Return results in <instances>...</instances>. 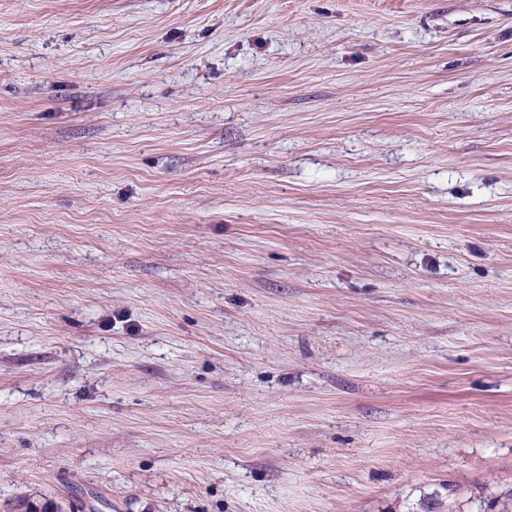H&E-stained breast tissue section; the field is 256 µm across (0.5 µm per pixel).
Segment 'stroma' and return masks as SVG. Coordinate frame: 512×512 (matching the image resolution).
<instances>
[{"instance_id": "35a3bbf8", "label": "stroma", "mask_w": 512, "mask_h": 512, "mask_svg": "<svg viewBox=\"0 0 512 512\" xmlns=\"http://www.w3.org/2000/svg\"><path fill=\"white\" fill-rule=\"evenodd\" d=\"M512 490V0H0V512Z\"/></svg>"}]
</instances>
